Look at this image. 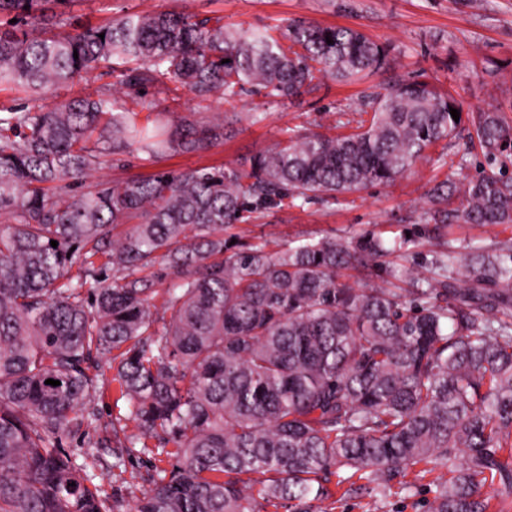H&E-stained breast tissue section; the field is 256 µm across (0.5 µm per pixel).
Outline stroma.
<instances>
[{
	"instance_id": "35a3bbf8",
	"label": "stroma",
	"mask_w": 512,
	"mask_h": 512,
	"mask_svg": "<svg viewBox=\"0 0 512 512\" xmlns=\"http://www.w3.org/2000/svg\"><path fill=\"white\" fill-rule=\"evenodd\" d=\"M124 7L201 18L220 16L225 24L246 28L282 26L295 18L357 27L374 40L393 46L392 73L424 74L438 91L453 95L463 112L497 108L512 120V92L503 95L493 89L498 81L512 88V0H490L482 11L465 8L460 0H75L71 13L82 21L102 23ZM379 81L376 75L355 84L327 79L286 105L259 96L228 107L220 102L199 101L182 89L172 113L167 110L166 95L146 89L142 101L150 103L153 112L162 113L172 127L205 124L228 108L242 113L243 119L213 146L171 153L152 164L128 155L121 162L103 167L100 175L112 181L204 165L246 166L253 154L279 139L283 128L334 134L336 112L354 106ZM255 112L262 113L261 121L252 120ZM442 153L450 159L443 167L434 162ZM429 155V160L418 163L413 173L392 184L302 208H275L264 217L238 225L236 231L246 241L261 236L281 244L333 233L355 236L367 230L381 232L387 240L408 233L420 241L422 253H429V227L418 221L425 192L433 182L451 175V162L466 158L468 165L463 173L472 176L483 160L478 147H466L461 140L437 144ZM97 437V432L90 429L85 435L63 439L62 446L94 473L103 495L121 490L122 507L129 512L144 485L149 464L146 458L135 457L125 468H113L111 449L93 448Z\"/></svg>"
}]
</instances>
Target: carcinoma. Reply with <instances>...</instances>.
Wrapping results in <instances>:
<instances>
[{
    "label": "carcinoma",
    "instance_id": "carcinoma-1",
    "mask_svg": "<svg viewBox=\"0 0 512 512\" xmlns=\"http://www.w3.org/2000/svg\"><path fill=\"white\" fill-rule=\"evenodd\" d=\"M72 2L0 0V87L24 94L0 108V512H115L61 448L100 421L104 358L127 404L111 423L124 436L112 467L152 459L130 512H328L314 503L339 492L376 510L438 466L448 479L426 512H507L512 239L461 251L442 230L512 224V177L488 169L429 188L419 220L436 249L407 268L408 288L383 272L415 252L412 238L272 250L229 229L285 200L302 208L389 185L466 121L489 162H512V123L497 109L456 121L452 96L399 77L338 113L347 133L290 128L246 168L97 182L126 154L153 163L204 149L238 120L142 124L119 94L295 98L387 71L390 49L310 20L231 30L219 17L138 11L92 25ZM104 75L116 81L39 103L46 88ZM351 270L380 283L357 288Z\"/></svg>",
    "mask_w": 512,
    "mask_h": 512
}]
</instances>
